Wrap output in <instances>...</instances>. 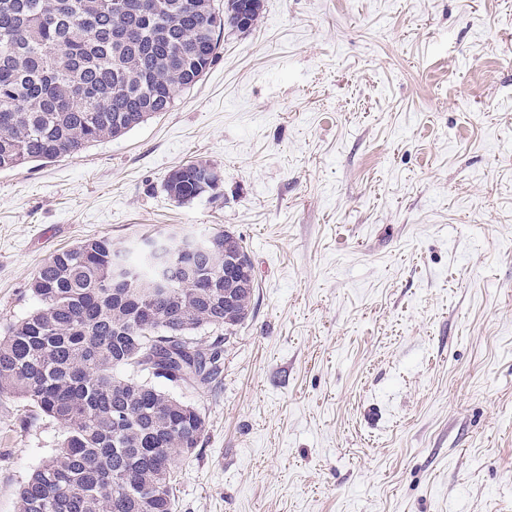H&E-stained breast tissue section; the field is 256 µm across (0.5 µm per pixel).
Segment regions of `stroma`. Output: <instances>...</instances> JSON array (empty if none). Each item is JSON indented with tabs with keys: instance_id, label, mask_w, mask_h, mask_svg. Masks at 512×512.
Instances as JSON below:
<instances>
[{
	"instance_id": "obj_1",
	"label": "stroma",
	"mask_w": 512,
	"mask_h": 512,
	"mask_svg": "<svg viewBox=\"0 0 512 512\" xmlns=\"http://www.w3.org/2000/svg\"><path fill=\"white\" fill-rule=\"evenodd\" d=\"M262 3L170 111L0 171V328L59 250L229 230L253 316L156 382L205 418L176 512H512V0ZM62 438L0 395V512ZM209 165L202 162H189L173 169L165 182V190L177 201H190L213 189L206 177Z\"/></svg>"
}]
</instances>
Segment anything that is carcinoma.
I'll return each instance as SVG.
<instances>
[{
	"label": "carcinoma",
	"instance_id": "cac0c4a2",
	"mask_svg": "<svg viewBox=\"0 0 512 512\" xmlns=\"http://www.w3.org/2000/svg\"><path fill=\"white\" fill-rule=\"evenodd\" d=\"M262 0H0V171L80 154L161 112L207 73L224 27L247 32ZM207 164L173 169L185 202L213 188ZM159 285L108 236L41 265L35 308L0 336V395L32 403L64 438L20 486L21 512H174V467L195 454L200 411L142 378L207 386L220 352L197 334L228 333L252 313L254 274L224 282V253L253 269L227 230L168 236ZM126 260L124 278L113 277ZM234 307L224 309V290Z\"/></svg>",
	"mask_w": 512,
	"mask_h": 512
}]
</instances>
